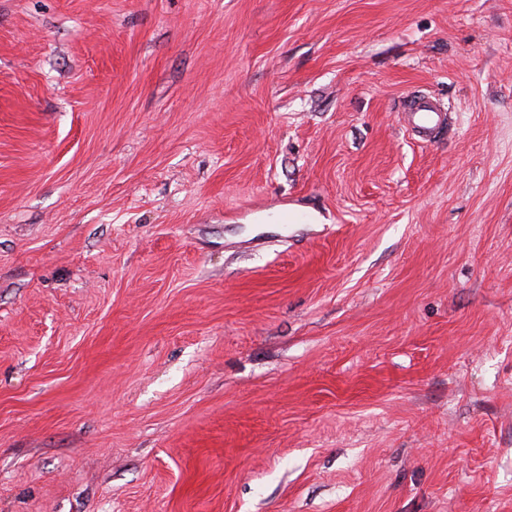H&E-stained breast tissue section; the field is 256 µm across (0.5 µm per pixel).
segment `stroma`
<instances>
[{"instance_id": "1", "label": "stroma", "mask_w": 512, "mask_h": 512, "mask_svg": "<svg viewBox=\"0 0 512 512\" xmlns=\"http://www.w3.org/2000/svg\"><path fill=\"white\" fill-rule=\"evenodd\" d=\"M0 512H512V0H0ZM401 117L406 129L419 141L430 142L448 126V109L438 99L420 93L401 101Z\"/></svg>"}]
</instances>
